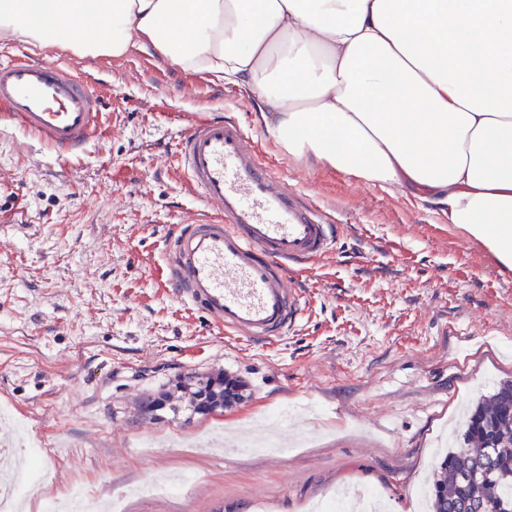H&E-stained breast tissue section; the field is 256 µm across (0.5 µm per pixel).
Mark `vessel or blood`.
Here are the masks:
<instances>
[{
    "mask_svg": "<svg viewBox=\"0 0 512 512\" xmlns=\"http://www.w3.org/2000/svg\"><path fill=\"white\" fill-rule=\"evenodd\" d=\"M91 83L67 64L25 52L0 62V111L68 158L104 130ZM168 163L202 202L171 236L173 297L244 341L284 337L303 312L299 275L336 249L334 216L289 187L255 134L220 114L190 119Z\"/></svg>",
    "mask_w": 512,
    "mask_h": 512,
    "instance_id": "b4317fda",
    "label": "vessel or blood"
}]
</instances>
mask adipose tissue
<instances>
[{"label": "adipose tissue", "instance_id": "adipose-tissue-1", "mask_svg": "<svg viewBox=\"0 0 512 512\" xmlns=\"http://www.w3.org/2000/svg\"><path fill=\"white\" fill-rule=\"evenodd\" d=\"M50 37L246 90L288 153L411 191L512 269V0H0V44Z\"/></svg>", "mask_w": 512, "mask_h": 512}]
</instances>
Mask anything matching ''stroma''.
I'll list each match as a JSON object with an SVG mask.
<instances>
[{
  "label": "stroma",
  "instance_id": "35a3bbf8",
  "mask_svg": "<svg viewBox=\"0 0 512 512\" xmlns=\"http://www.w3.org/2000/svg\"><path fill=\"white\" fill-rule=\"evenodd\" d=\"M32 53L93 78L107 133L61 160L0 115V440L49 441L46 491L82 485L125 512H304L336 486L416 512L461 409L512 379V271L413 196L288 154L240 89L135 52ZM255 132L291 187L341 224L336 252L302 274L287 336L250 344L176 302L164 257L200 208L165 160L193 115ZM225 371L241 403L208 414L147 401ZM296 409L271 436L270 414ZM169 472L186 491L140 499Z\"/></svg>",
  "mask_w": 512,
  "mask_h": 512
}]
</instances>
